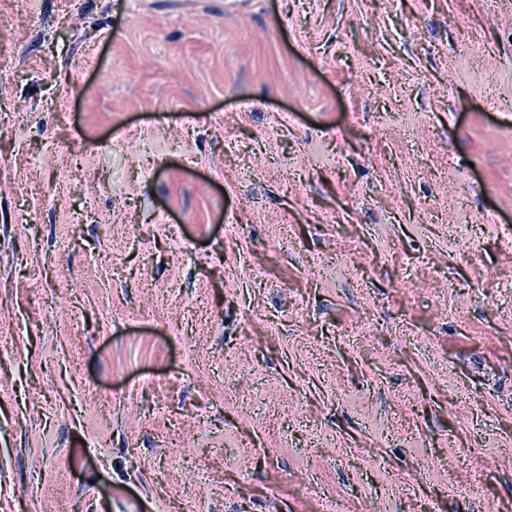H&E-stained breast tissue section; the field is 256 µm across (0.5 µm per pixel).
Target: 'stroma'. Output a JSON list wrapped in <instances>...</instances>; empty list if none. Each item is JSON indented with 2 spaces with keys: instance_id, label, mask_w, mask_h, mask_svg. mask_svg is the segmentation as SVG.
Segmentation results:
<instances>
[{
  "instance_id": "1",
  "label": "stroma",
  "mask_w": 512,
  "mask_h": 512,
  "mask_svg": "<svg viewBox=\"0 0 512 512\" xmlns=\"http://www.w3.org/2000/svg\"><path fill=\"white\" fill-rule=\"evenodd\" d=\"M512 512V0H0V512Z\"/></svg>"
}]
</instances>
